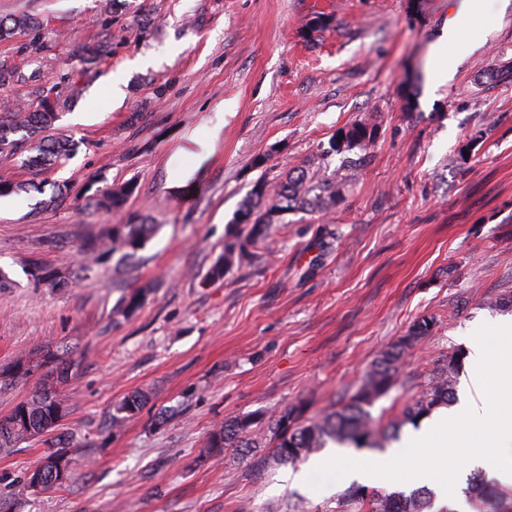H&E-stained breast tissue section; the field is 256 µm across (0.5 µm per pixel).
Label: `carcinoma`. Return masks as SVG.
I'll list each match as a JSON object with an SVG mask.
<instances>
[{
	"label": "carcinoma",
	"mask_w": 512,
	"mask_h": 512,
	"mask_svg": "<svg viewBox=\"0 0 512 512\" xmlns=\"http://www.w3.org/2000/svg\"><path fill=\"white\" fill-rule=\"evenodd\" d=\"M36 21L29 16H18L8 21L0 18V40L17 33L31 30ZM111 53L110 42L105 41L83 48L81 60L90 68ZM70 81V75L62 73L51 87L33 82V76L25 75L13 67H0V88L18 83H31L34 101L17 108L0 112V149L8 146L17 151L27 149L31 155L25 163L37 168L48 165L67 149V143L52 141L42 136L58 119V111L66 106L67 99L57 93L60 84ZM21 134L18 139L15 134ZM374 138V128L358 122L340 131L328 142L322 156H340V165L333 174L316 178L303 166L288 169L285 177L270 185L266 176L257 179L250 192L240 203L231 224L235 227L232 239L224 242V251L216 258L210 277H224V270L250 258L249 247L263 243L269 237L271 227L281 223L280 216L292 212L315 213L336 207L342 199L341 186L355 175L361 158L351 157L354 149L366 148ZM132 192L129 186L109 188L97 199V204L108 210L119 211L127 203ZM157 226L142 222L115 224L103 235L84 241L85 258L95 263L107 254H120L122 260H133L143 250ZM28 274L47 288H57L61 276L49 271L38 262L31 264ZM153 288L150 283L137 284L124 297L120 314L130 316L143 303ZM434 318L421 316L415 319L407 332L380 352L359 385L347 400L336 404L330 412L320 417L307 418L306 405L299 401L268 417L269 444L272 454L280 464L295 465L311 454L326 447L328 442L353 448L384 449L378 442H390L399 438L406 425L417 426L435 410L447 407L455 399L456 383L466 354L456 349L442 355L428 380L418 390L404 399L396 420L384 428L374 419L368 408L386 395L399 381L402 363L408 351L424 343L433 335ZM71 359L66 350L39 348L18 356L3 369L13 374L12 381L29 380L39 375L38 385L24 400L18 402L0 417V451L16 448L30 440L40 439L48 447L46 456L64 455L72 459L70 449L53 435L67 409L59 386L68 379ZM147 402L141 392L126 397L113 415L119 423L138 415ZM262 418L253 414L238 416L215 426L208 435L207 448L212 456H220L228 448L234 449L241 458L259 447L257 428ZM470 504L476 512H512V490L496 491L487 474L478 470L471 475ZM434 495L427 488L409 495L400 492H381L354 486L338 500V512H429Z\"/></svg>",
	"instance_id": "obj_1"
}]
</instances>
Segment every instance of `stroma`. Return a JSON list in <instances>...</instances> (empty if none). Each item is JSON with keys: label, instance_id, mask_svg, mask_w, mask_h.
<instances>
[{"label": "stroma", "instance_id": "35a3bbf8", "mask_svg": "<svg viewBox=\"0 0 512 512\" xmlns=\"http://www.w3.org/2000/svg\"><path fill=\"white\" fill-rule=\"evenodd\" d=\"M461 0H0V17L40 28L0 42V64L72 73L80 95L51 137L75 149L32 172L0 150V178L34 183L0 211V369L38 346H69V413L57 435L74 453L68 488L26 490L42 441L0 452V512H336L347 480L292 484L262 443L251 460L205 459L227 419L306 401L309 415L352 394L376 355L421 315L431 339L370 408L394 420L436 359L468 347L512 290V0H485L472 30ZM328 24L312 29L311 21ZM468 43L431 87L433 48L449 24ZM112 36L92 71L83 45ZM123 82L113 98L107 77ZM375 129L369 164L335 209L291 213L269 245L223 278L208 273L241 200L269 156L283 168L322 158L340 130ZM134 192L118 212L91 199ZM63 199H56V191ZM137 218L157 225L134 264L87 265L86 236ZM61 288L35 285L32 262ZM156 281L142 307L117 309ZM142 392L136 417L116 406ZM146 402L147 396L144 393L131 394L116 408V413L113 415L114 421L119 423L134 418L143 410Z\"/></svg>", "mask_w": 512, "mask_h": 512}]
</instances>
